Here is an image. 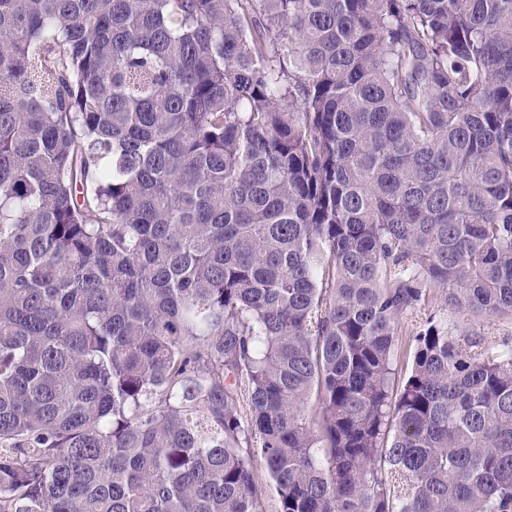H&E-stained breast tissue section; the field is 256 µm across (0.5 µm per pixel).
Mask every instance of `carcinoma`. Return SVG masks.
<instances>
[{"label": "carcinoma", "mask_w": 512, "mask_h": 512, "mask_svg": "<svg viewBox=\"0 0 512 512\" xmlns=\"http://www.w3.org/2000/svg\"><path fill=\"white\" fill-rule=\"evenodd\" d=\"M492 321L512 0H0V512H512Z\"/></svg>", "instance_id": "1"}]
</instances>
